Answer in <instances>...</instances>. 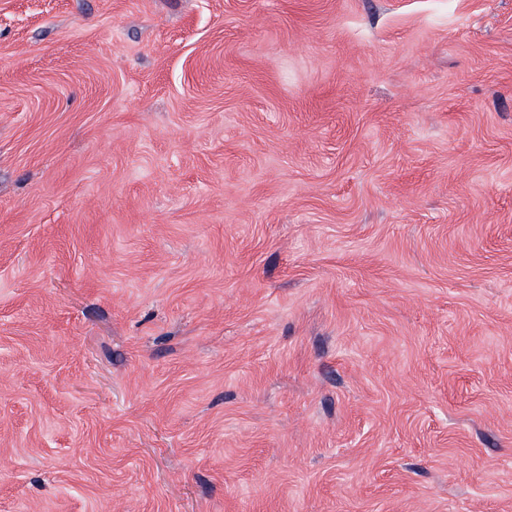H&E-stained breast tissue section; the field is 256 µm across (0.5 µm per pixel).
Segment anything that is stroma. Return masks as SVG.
<instances>
[{
  "label": "stroma",
  "instance_id": "35a3bbf8",
  "mask_svg": "<svg viewBox=\"0 0 512 512\" xmlns=\"http://www.w3.org/2000/svg\"><path fill=\"white\" fill-rule=\"evenodd\" d=\"M0 512H512V0H0Z\"/></svg>",
  "mask_w": 512,
  "mask_h": 512
}]
</instances>
